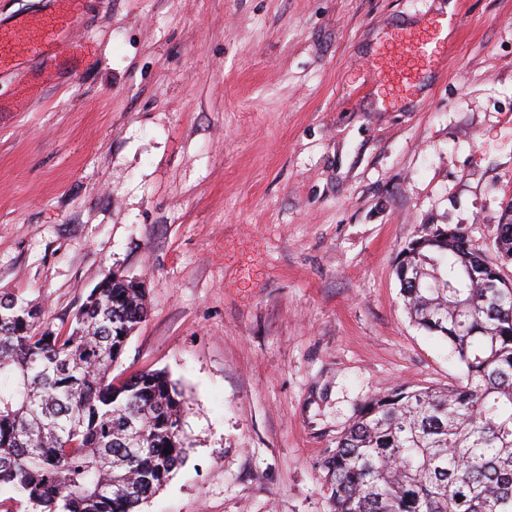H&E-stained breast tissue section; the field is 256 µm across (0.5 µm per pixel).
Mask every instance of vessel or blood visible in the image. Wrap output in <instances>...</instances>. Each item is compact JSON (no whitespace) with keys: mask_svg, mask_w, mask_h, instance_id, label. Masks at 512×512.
<instances>
[{"mask_svg":"<svg viewBox=\"0 0 512 512\" xmlns=\"http://www.w3.org/2000/svg\"><path fill=\"white\" fill-rule=\"evenodd\" d=\"M58 11L54 17L40 21L37 25H21L11 30H0V46L22 45L30 52H38L41 45L51 40L57 27L75 22L73 6L76 0H56ZM389 56L395 73L401 80H409L419 69L431 65L448 50V19H428L418 31H399L393 34Z\"/></svg>","mask_w":512,"mask_h":512,"instance_id":"1","label":"vessel or blood"}]
</instances>
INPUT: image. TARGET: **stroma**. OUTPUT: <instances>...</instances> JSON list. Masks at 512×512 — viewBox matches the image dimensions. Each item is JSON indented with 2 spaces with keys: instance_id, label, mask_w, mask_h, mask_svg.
Here are the masks:
<instances>
[{
  "instance_id": "obj_1",
  "label": "stroma",
  "mask_w": 512,
  "mask_h": 512,
  "mask_svg": "<svg viewBox=\"0 0 512 512\" xmlns=\"http://www.w3.org/2000/svg\"><path fill=\"white\" fill-rule=\"evenodd\" d=\"M448 55L380 84L395 29ZM512 202V0H84L0 69V295L70 321L112 275L149 313L114 377L184 393L187 460L142 512H331L321 461L370 398L465 369L397 252Z\"/></svg>"
}]
</instances>
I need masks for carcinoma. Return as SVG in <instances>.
Masks as SVG:
<instances>
[{"label":"carcinoma","instance_id":"carcinoma-1","mask_svg":"<svg viewBox=\"0 0 512 512\" xmlns=\"http://www.w3.org/2000/svg\"><path fill=\"white\" fill-rule=\"evenodd\" d=\"M499 263L464 227L426 224L398 252L404 306L465 367L446 388L396 385L366 402L324 457L333 512H512V222ZM112 277L67 324L0 297V492L27 512H138L186 462L183 394L164 373L116 383L147 317ZM170 454H164V450Z\"/></svg>","mask_w":512,"mask_h":512}]
</instances>
